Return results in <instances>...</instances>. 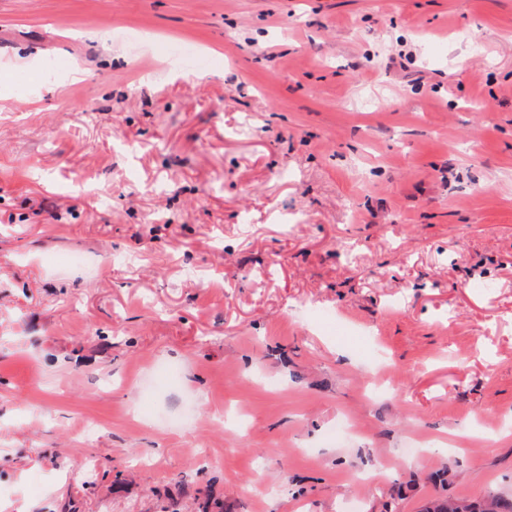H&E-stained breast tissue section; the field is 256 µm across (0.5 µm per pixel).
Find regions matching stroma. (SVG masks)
<instances>
[{
  "instance_id": "1",
  "label": "stroma",
  "mask_w": 512,
  "mask_h": 512,
  "mask_svg": "<svg viewBox=\"0 0 512 512\" xmlns=\"http://www.w3.org/2000/svg\"><path fill=\"white\" fill-rule=\"evenodd\" d=\"M0 70V512L512 499V0H0Z\"/></svg>"
}]
</instances>
